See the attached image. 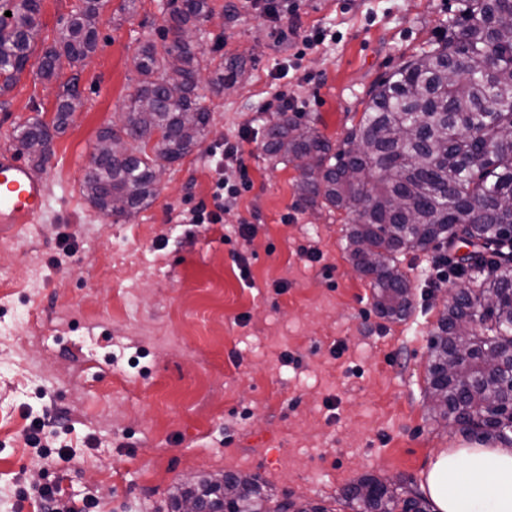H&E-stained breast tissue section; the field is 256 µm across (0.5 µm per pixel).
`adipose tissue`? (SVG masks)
<instances>
[{
  "mask_svg": "<svg viewBox=\"0 0 512 512\" xmlns=\"http://www.w3.org/2000/svg\"><path fill=\"white\" fill-rule=\"evenodd\" d=\"M425 489L439 512H512V446L441 450Z\"/></svg>",
  "mask_w": 512,
  "mask_h": 512,
  "instance_id": "ef3b65f1",
  "label": "adipose tissue"
}]
</instances>
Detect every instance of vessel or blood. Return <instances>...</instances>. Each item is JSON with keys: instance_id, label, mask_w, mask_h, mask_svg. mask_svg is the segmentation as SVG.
<instances>
[{"instance_id": "vessel-or-blood-1", "label": "vessel or blood", "mask_w": 512, "mask_h": 512, "mask_svg": "<svg viewBox=\"0 0 512 512\" xmlns=\"http://www.w3.org/2000/svg\"><path fill=\"white\" fill-rule=\"evenodd\" d=\"M47 197V183L13 152L0 153V236L33 223Z\"/></svg>"}]
</instances>
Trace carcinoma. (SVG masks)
Returning <instances> with one entry per match:
<instances>
[{
  "instance_id": "carcinoma-1",
  "label": "carcinoma",
  "mask_w": 512,
  "mask_h": 512,
  "mask_svg": "<svg viewBox=\"0 0 512 512\" xmlns=\"http://www.w3.org/2000/svg\"><path fill=\"white\" fill-rule=\"evenodd\" d=\"M448 37L404 61L374 84L363 117L334 151L328 139L295 115L280 113L264 135V149L283 161L305 160L297 184L299 203L353 215L345 250L371 280L377 313L404 320L412 284L396 254L472 250L448 262L452 273L476 284L450 295L429 342L427 397L461 429L482 440L512 432V0H459ZM104 0H83L42 54L50 79L61 59L72 66L97 48L96 19ZM10 30L0 33V90L11 88L28 61L38 27L39 0H13ZM212 15L208 0L172 5L162 43H143L134 57L141 76L120 128L99 131L95 169L84 176L88 201L103 212L129 217L157 195L159 161L175 163L201 146L209 114L198 106L204 68L199 46L180 38L191 26L203 32ZM455 72L448 81V72ZM238 76L234 64L216 73L217 91ZM80 105L75 82L53 126L36 121L17 129L16 140L44 161L53 132ZM160 140H154L157 132ZM125 140L123 157L110 154ZM195 499L213 512H270L258 479L228 472L185 482L170 496V512ZM353 512H430L419 495L373 476L346 487Z\"/></svg>"
}]
</instances>
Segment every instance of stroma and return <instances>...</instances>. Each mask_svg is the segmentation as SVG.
<instances>
[{"label": "stroma", "mask_w": 512, "mask_h": 512, "mask_svg": "<svg viewBox=\"0 0 512 512\" xmlns=\"http://www.w3.org/2000/svg\"><path fill=\"white\" fill-rule=\"evenodd\" d=\"M209 0L198 81L205 141L169 165L153 202L115 218L82 192L99 131L121 126L140 82L134 56L159 41L168 0H107L98 46L78 66L40 74L43 49L81 0H40L25 70L0 91V151L19 126L52 123L70 79L81 105L56 132L44 212L0 240V512H43L56 486L75 512H169L181 480L258 477L269 508L290 499L351 512L341 493L373 475L423 491L430 457L470 445L427 399L428 345L450 296L428 291L425 254L402 253L413 285L402 321L378 315L344 250L345 211L299 205L295 163L269 157L266 127L288 86L294 111L341 149L375 82L442 38L459 0ZM236 63L233 89L214 69ZM241 143L251 187L220 224H185L211 205L215 150ZM247 219L251 240L231 231ZM249 279H242L238 258ZM46 422L66 463L25 439Z\"/></svg>", "instance_id": "35a3bbf8"}]
</instances>
